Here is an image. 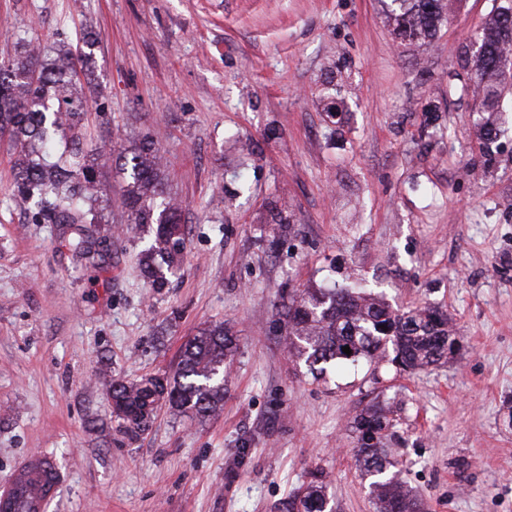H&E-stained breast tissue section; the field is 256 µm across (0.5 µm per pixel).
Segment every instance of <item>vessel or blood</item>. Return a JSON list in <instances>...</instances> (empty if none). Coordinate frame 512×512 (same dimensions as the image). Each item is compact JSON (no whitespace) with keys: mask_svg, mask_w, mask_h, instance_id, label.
Returning a JSON list of instances; mask_svg holds the SVG:
<instances>
[{"mask_svg":"<svg viewBox=\"0 0 512 512\" xmlns=\"http://www.w3.org/2000/svg\"><path fill=\"white\" fill-rule=\"evenodd\" d=\"M62 483V473L49 458L27 457L13 477L0 484V512H47Z\"/></svg>","mask_w":512,"mask_h":512,"instance_id":"vessel-or-blood-1","label":"vessel or blood"}]
</instances>
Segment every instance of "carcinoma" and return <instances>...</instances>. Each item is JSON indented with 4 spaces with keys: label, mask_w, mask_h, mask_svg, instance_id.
I'll use <instances>...</instances> for the list:
<instances>
[{
    "label": "carcinoma",
    "mask_w": 512,
    "mask_h": 512,
    "mask_svg": "<svg viewBox=\"0 0 512 512\" xmlns=\"http://www.w3.org/2000/svg\"><path fill=\"white\" fill-rule=\"evenodd\" d=\"M394 32L410 40L434 36L446 13L445 0H393ZM504 0H494L485 25L475 35L473 72L463 91L480 99V111L495 112L512 93V82L501 69L502 56L512 51V14L503 13ZM88 31L78 53L62 47L56 55L34 38L17 42V55L0 62V134L13 145V194L28 202L39 224H57L78 261L97 268L112 256V185L107 183L111 155L88 146L85 133L91 83L92 48ZM122 207L127 223L148 228L150 238L140 264L151 287H165L185 257L181 207L170 196L162 155L147 137L121 152ZM282 341L291 356L304 360L310 371L361 358L391 361L403 370L422 369L448 357L446 339L454 335L448 319L432 309L396 314L371 294L344 289L306 288L295 295L282 314ZM238 337L228 322L210 324L182 347L171 378L151 377L136 383L111 380L107 393L118 427L137 433L149 429L163 405L200 418L224 407L228 369ZM349 347L351 354L342 351ZM386 414L369 407L355 423L359 433L357 461L373 477L371 493L376 512H424L404 488L396 462L380 446ZM328 482L322 470L311 473L299 491L279 503L277 512H327Z\"/></svg>",
    "instance_id": "carcinoma-1"
}]
</instances>
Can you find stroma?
<instances>
[{"mask_svg": "<svg viewBox=\"0 0 512 512\" xmlns=\"http://www.w3.org/2000/svg\"><path fill=\"white\" fill-rule=\"evenodd\" d=\"M492 4L464 0L418 46L390 0H0L1 61L18 36L92 25L91 141L150 134L186 228L162 290L140 230L83 268L14 197L0 137V483L41 453L65 477L48 512H275L320 469L337 512H375L354 420L386 403L426 512H512V98L485 149L461 90ZM359 286L443 312L460 350L313 376L280 344L284 302ZM222 321L239 336L223 411L116 430L104 377L172 374Z\"/></svg>", "mask_w": 512, "mask_h": 512, "instance_id": "1", "label": "stroma"}]
</instances>
